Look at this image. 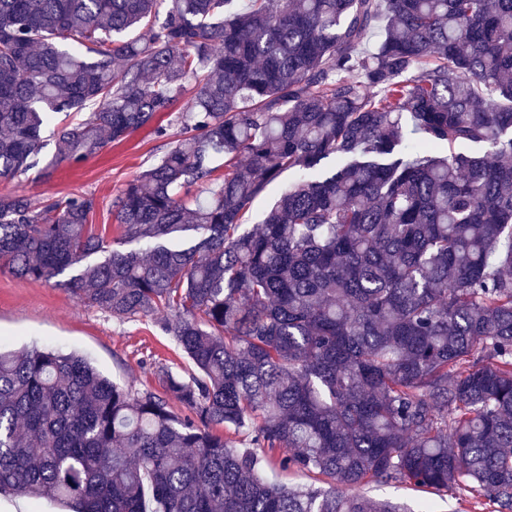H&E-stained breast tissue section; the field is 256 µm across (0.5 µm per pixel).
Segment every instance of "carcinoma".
Instances as JSON below:
<instances>
[{
    "instance_id": "obj_1",
    "label": "carcinoma",
    "mask_w": 512,
    "mask_h": 512,
    "mask_svg": "<svg viewBox=\"0 0 512 512\" xmlns=\"http://www.w3.org/2000/svg\"><path fill=\"white\" fill-rule=\"evenodd\" d=\"M190 83L182 138L113 202L145 249L110 246L91 195H0L1 269H79L80 301L162 315L195 368L134 393L0 339V495L401 512L355 492L397 483L512 512V0H0V179L49 175L52 115L55 163L79 165ZM218 428L323 486L278 482ZM296 179L297 175L285 172L277 184L271 185L266 192L253 203L250 210L251 220L249 224H261L266 212L279 197L281 188L284 185L294 182Z\"/></svg>"
}]
</instances>
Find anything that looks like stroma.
<instances>
[{"label":"stroma","instance_id":"35a3bbf8","mask_svg":"<svg viewBox=\"0 0 512 512\" xmlns=\"http://www.w3.org/2000/svg\"><path fill=\"white\" fill-rule=\"evenodd\" d=\"M191 92H184L171 111L159 114L154 125L109 144L100 154L78 167L55 166L46 179L27 177L0 181V194H21L32 202L53 196L64 198L94 196L93 222L107 239L120 235L112 202L125 183L135 179L163 155L179 137L177 114L190 104ZM166 128L157 136L155 125ZM0 337L11 347L37 346L72 351L86 356L103 376L136 392L159 391L157 374L169 368L189 369L172 337L164 335L151 317L117 318L78 300L63 278L49 282L21 280L0 270ZM365 495L387 499L410 508L411 512H475L466 493L422 491L409 485L370 484Z\"/></svg>","mask_w":512,"mask_h":512}]
</instances>
